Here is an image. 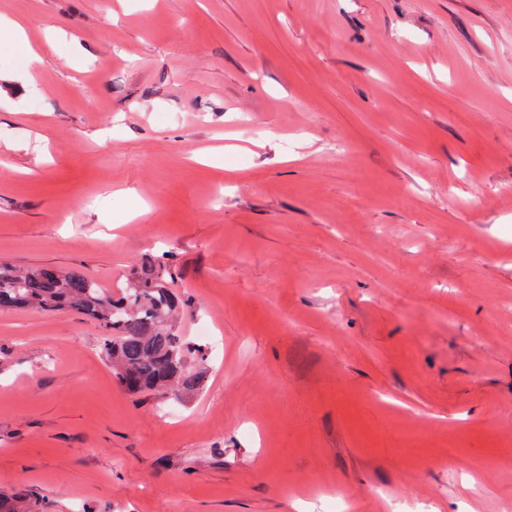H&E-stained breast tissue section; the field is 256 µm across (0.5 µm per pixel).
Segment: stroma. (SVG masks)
I'll list each match as a JSON object with an SVG mask.
<instances>
[{"mask_svg":"<svg viewBox=\"0 0 512 512\" xmlns=\"http://www.w3.org/2000/svg\"><path fill=\"white\" fill-rule=\"evenodd\" d=\"M0 262L162 258L201 391L0 310L45 512H512V0H0ZM36 50L40 61H31Z\"/></svg>","mask_w":512,"mask_h":512,"instance_id":"stroma-1","label":"stroma"}]
</instances>
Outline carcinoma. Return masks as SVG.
<instances>
[{
	"label": "carcinoma",
	"mask_w": 512,
	"mask_h": 512,
	"mask_svg": "<svg viewBox=\"0 0 512 512\" xmlns=\"http://www.w3.org/2000/svg\"><path fill=\"white\" fill-rule=\"evenodd\" d=\"M179 306L166 286V270L146 260L117 294L79 270H19L0 263V308L75 310L106 331L101 353L133 394L186 398L203 386L192 360L201 346L178 333L172 322ZM0 512H34L24 496L0 488Z\"/></svg>",
	"instance_id": "carcinoma-1"
}]
</instances>
